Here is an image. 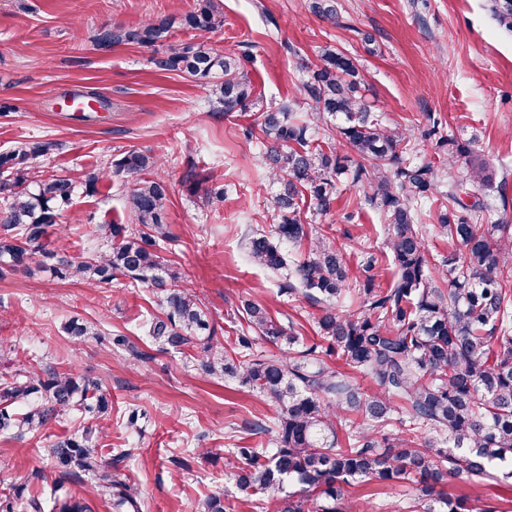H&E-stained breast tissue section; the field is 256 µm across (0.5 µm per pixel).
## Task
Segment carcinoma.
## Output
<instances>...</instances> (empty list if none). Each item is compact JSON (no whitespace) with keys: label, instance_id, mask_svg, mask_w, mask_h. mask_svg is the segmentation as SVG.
Wrapping results in <instances>:
<instances>
[{"label":"carcinoma","instance_id":"cac0c4a2","mask_svg":"<svg viewBox=\"0 0 512 512\" xmlns=\"http://www.w3.org/2000/svg\"><path fill=\"white\" fill-rule=\"evenodd\" d=\"M309 10L331 21L336 0H310ZM495 19L512 31V0H490ZM177 26L211 32L224 26L220 0H200L186 15L148 18L137 26H104L99 46L137 44L166 47L153 58L157 70L183 73L211 87L219 111L250 112L258 95L237 55H224L202 44L166 45ZM306 118L295 103L259 109L261 161L276 190L266 207L277 220L274 233L253 231L246 238L249 258L270 271H286V288L300 291L319 308L315 332L322 343L304 345L291 325L272 317L258 302L244 300L240 312L248 332L233 346L209 336L194 357L196 372L234 380L274 402L276 431L257 421L252 430L269 435L268 453L256 448H204L208 457H224L237 487L261 500L276 501L278 512H371L342 502L355 482H411L415 493L409 512H489L468 496L433 506L436 488L450 480L466 481L491 468L512 477V224L502 216L483 223L488 204L462 198L470 186L495 182L489 164L474 150L475 139L440 136V164L408 157L411 134L377 115L361 92L360 64L327 44L318 63L305 67ZM334 125L336 141L319 138L324 124ZM350 149L358 162L353 182L365 204L376 210L387 230V251L363 262L367 276L355 295L359 306L339 308L350 291L344 253L326 243L315 225L304 220V206L326 213L339 198L345 158L336 145ZM49 150L38 142H19L0 153V269L25 267L40 251L41 267L61 279L95 287L121 275L134 287L149 283L162 294L158 316L141 331L173 348L191 345L210 329L207 310L188 289L182 274L163 264L159 242L171 235L163 222L169 188L159 173L158 157L131 151L113 161L112 172L126 177L127 202L135 225H98L108 251L83 259L62 247L47 249L48 228L58 224L77 194V181L47 174L30 161ZM191 193L214 204L224 189L194 180ZM438 203L440 233L456 246L437 259L422 231L424 204ZM306 247L303 260L289 263L283 246ZM387 263L395 281L387 289L371 275ZM62 332L74 343L99 336L93 323L70 319ZM277 348L254 355L257 342ZM335 356L346 374L324 356ZM371 379L367 392L356 375ZM99 379L41 367L30 375L0 377V431L17 437L35 433L61 414L77 410L94 426L57 440L47 457L58 477H90L88 495L112 497L113 512H139L136 496L114 470L130 456L104 457L95 434L109 421L108 400ZM22 404V410L13 406ZM400 424V435L387 429ZM346 432L340 443L338 430ZM299 487V494L286 487ZM50 492L51 512H92L83 496ZM45 499L0 497V512H43Z\"/></svg>","mask_w":512,"mask_h":512}]
</instances>
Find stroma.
Wrapping results in <instances>:
<instances>
[{"label":"stroma","mask_w":512,"mask_h":512,"mask_svg":"<svg viewBox=\"0 0 512 512\" xmlns=\"http://www.w3.org/2000/svg\"><path fill=\"white\" fill-rule=\"evenodd\" d=\"M221 2V30L177 28L170 40L246 55L261 105L302 102V67L330 43L361 63L375 112L410 130L413 158L436 161V135L473 134L497 173L512 179V31L493 19L489 0H337L335 24L305 10L303 0ZM197 6L198 0H0V153L19 141L48 144L36 167L78 181L131 150L160 157L169 184L165 223L174 236L160 254L212 308L216 340L236 336L233 312L253 299L274 318L294 320L312 343L317 308L300 293H286L282 277L254 265L245 249L250 229L268 231L275 223L265 205L273 186L259 161L257 113L214 111L207 87L155 68L153 49H102L93 41L101 26H133ZM89 91L111 107L84 121L67 102ZM190 173L223 186V202L213 206L193 195ZM305 214L327 242L345 249L350 285L359 287L362 256L385 251L387 237L360 187L343 183L329 213L309 207ZM129 217L125 181L113 177L97 193L76 194L61 218L63 243L75 256L106 252L97 224ZM159 303L154 289L132 287L122 276L89 288L47 270L6 272L0 275V376L38 362L101 379L112 427L98 446L105 454L131 450L119 475L134 489L140 512H200L219 489L227 512H276L271 504L258 510L223 459L204 454L264 447L265 437L250 426L274 425L276 407L245 387L197 375L195 348L165 347L143 336L139 325L159 313ZM74 317L101 322L102 338L70 342L61 327ZM120 336L139 347L140 357L115 345ZM133 412L138 421L131 429ZM86 424L71 412L32 437L0 433V493L49 489L56 475L48 448ZM442 492L480 498L489 512H512V480L497 471L449 482ZM411 493L408 483L358 482L347 487L346 500L371 503L376 512H407Z\"/></svg>","instance_id":"35a3bbf8"}]
</instances>
